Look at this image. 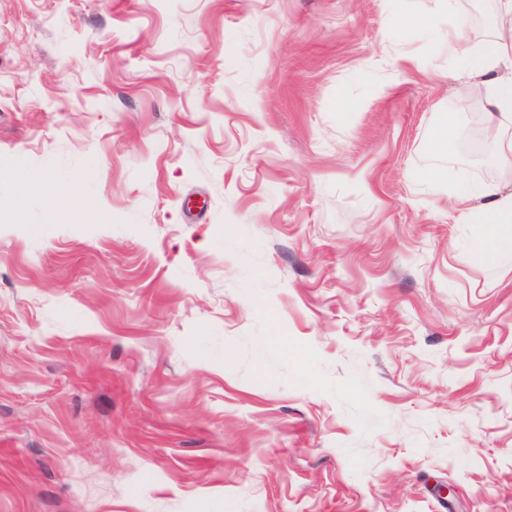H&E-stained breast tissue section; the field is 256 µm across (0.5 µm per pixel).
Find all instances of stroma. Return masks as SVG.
<instances>
[{
	"mask_svg": "<svg viewBox=\"0 0 512 512\" xmlns=\"http://www.w3.org/2000/svg\"><path fill=\"white\" fill-rule=\"evenodd\" d=\"M447 69L385 0H0V512H512Z\"/></svg>",
	"mask_w": 512,
	"mask_h": 512,
	"instance_id": "stroma-1",
	"label": "stroma"
}]
</instances>
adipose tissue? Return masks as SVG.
<instances>
[{
  "label": "adipose tissue",
  "instance_id": "ef3b65f1",
  "mask_svg": "<svg viewBox=\"0 0 512 512\" xmlns=\"http://www.w3.org/2000/svg\"><path fill=\"white\" fill-rule=\"evenodd\" d=\"M435 2V19L409 15L404 23L429 31L444 44L450 63L448 78L465 80L470 95L486 99L490 106L486 130L497 147V161L512 171V0H498L497 34L475 51L462 47L456 33L443 25L444 19L455 14L458 0ZM444 189L462 223L490 225V233L480 241L490 259L512 250V189L494 182L457 179L446 182Z\"/></svg>",
  "mask_w": 512,
  "mask_h": 512
}]
</instances>
